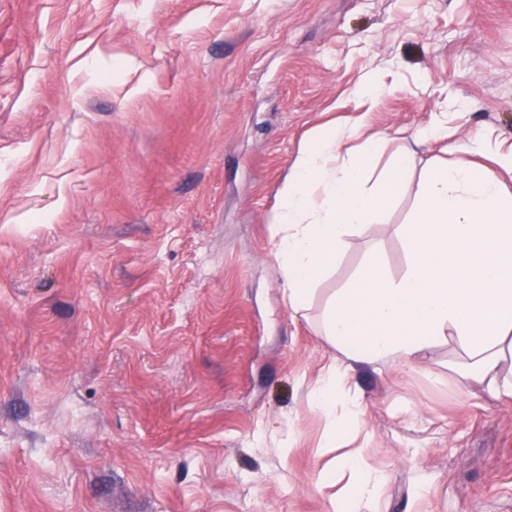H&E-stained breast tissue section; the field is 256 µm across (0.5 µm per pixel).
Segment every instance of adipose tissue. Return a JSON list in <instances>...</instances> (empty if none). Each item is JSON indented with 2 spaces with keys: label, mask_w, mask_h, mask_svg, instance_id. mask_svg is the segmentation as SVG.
I'll use <instances>...</instances> for the list:
<instances>
[{
  "label": "adipose tissue",
  "mask_w": 512,
  "mask_h": 512,
  "mask_svg": "<svg viewBox=\"0 0 512 512\" xmlns=\"http://www.w3.org/2000/svg\"><path fill=\"white\" fill-rule=\"evenodd\" d=\"M346 129L317 133L295 157L279 190L273 224L274 258L293 310L303 309L316 281L336 265V244L350 228L370 223L384 201L402 189L411 150L393 155L379 185L367 167L377 148L345 154ZM422 206L401 228L410 263L396 282L364 269L340 289L321 316L327 341L350 361L412 362L436 341L448 339L462 357L460 381L475 382L496 398L512 397L501 364L512 357V194L467 162L436 165L422 187ZM348 466L357 475L349 496L329 501V512H363L376 498L383 470L363 456Z\"/></svg>",
  "instance_id": "ef3b65f1"
}]
</instances>
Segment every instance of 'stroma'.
Returning a JSON list of instances; mask_svg holds the SVG:
<instances>
[{"label":"stroma","mask_w":512,"mask_h":512,"mask_svg":"<svg viewBox=\"0 0 512 512\" xmlns=\"http://www.w3.org/2000/svg\"><path fill=\"white\" fill-rule=\"evenodd\" d=\"M359 120L374 176L448 137L292 313L278 190ZM511 151L512 0H0V512H327L357 448L387 512H512V398L447 341L337 382L361 416L308 403L324 308L404 274L428 172Z\"/></svg>","instance_id":"stroma-1"}]
</instances>
